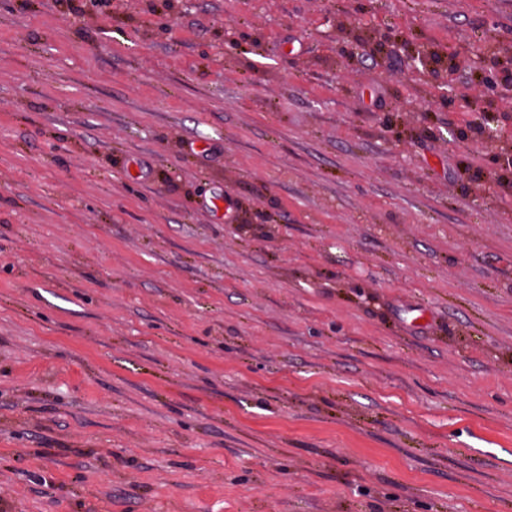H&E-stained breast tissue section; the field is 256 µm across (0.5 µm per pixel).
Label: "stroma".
Returning a JSON list of instances; mask_svg holds the SVG:
<instances>
[{
    "label": "stroma",
    "instance_id": "stroma-1",
    "mask_svg": "<svg viewBox=\"0 0 512 512\" xmlns=\"http://www.w3.org/2000/svg\"><path fill=\"white\" fill-rule=\"evenodd\" d=\"M79 6L0 0V512H512V0Z\"/></svg>",
    "mask_w": 512,
    "mask_h": 512
}]
</instances>
